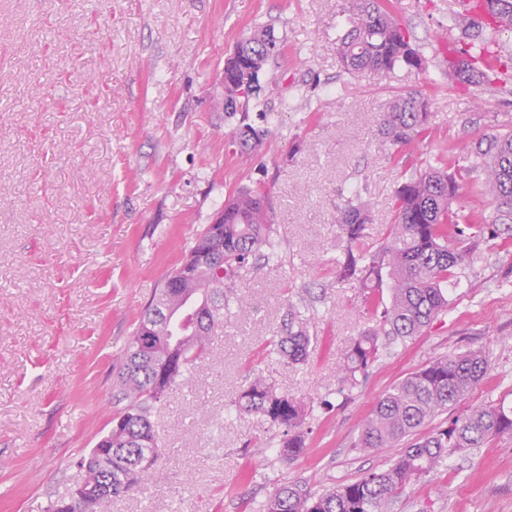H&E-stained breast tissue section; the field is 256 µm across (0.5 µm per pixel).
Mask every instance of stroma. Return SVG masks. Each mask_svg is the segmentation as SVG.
Segmentation results:
<instances>
[{
    "instance_id": "35a3bbf8",
    "label": "stroma",
    "mask_w": 512,
    "mask_h": 512,
    "mask_svg": "<svg viewBox=\"0 0 512 512\" xmlns=\"http://www.w3.org/2000/svg\"><path fill=\"white\" fill-rule=\"evenodd\" d=\"M453 0H398L418 69L349 74L337 48L345 0H0V512H41L83 478L78 459L107 432L126 341L161 276L239 187L265 192L282 262H257L208 355L151 416L165 454L143 490L102 512H256L276 486L313 491L397 456L356 449L392 384L466 350L489 374L444 420L512 402V250L479 244L447 314L382 353L366 382L338 392L349 340L370 321L357 281L336 277V208L357 189L377 249L393 197L424 159L470 166L474 142L512 130V79L482 103L448 78ZM282 47L265 75L269 134L251 166L225 120L224 60L254 24ZM429 102L430 133L403 149L379 132L391 97ZM317 340L306 363L266 352L289 305ZM314 400L298 460L272 449L282 429L233 402L253 374ZM250 479L241 480L242 471ZM388 512H512V438L452 454L410 482Z\"/></svg>"
}]
</instances>
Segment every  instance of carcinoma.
<instances>
[{"mask_svg": "<svg viewBox=\"0 0 512 512\" xmlns=\"http://www.w3.org/2000/svg\"><path fill=\"white\" fill-rule=\"evenodd\" d=\"M474 14L452 12L450 22L473 30L469 43L453 51L448 76L456 83L487 91L507 77L501 52H490L487 33L512 31V0H471ZM350 27L339 39L338 59L351 74L399 67L419 69L423 59L395 18V0H348ZM280 53L269 25L257 24L251 36L224 60V118L238 120L240 156L250 163L268 130L249 123L250 104L264 91L262 77ZM428 103L414 95L394 97L380 119L381 135L395 146H410L429 132ZM476 158H489L480 178L470 183L489 192L498 224L488 228L478 211L454 204L463 188L461 172L427 164L413 170L394 194L395 219L386 244L375 251L358 248L368 209L355 193L342 198L336 223L346 238L336 266L340 280L358 279L362 307L373 325L353 337L343 356L338 392L361 386L378 360L380 349L421 335L448 311V292L474 264L479 237L490 232L499 246L512 249V130L481 138L471 147ZM224 223L197 233L179 265L167 272L129 336L118 373L123 408L79 466L88 473L46 512H98L107 492L128 493L145 484L162 458L151 413L179 378L209 351L211 337L224 329V310L250 260L278 263L276 227L265 196L238 188L220 208ZM311 334L297 308L288 310L283 335L268 347L289 366L306 361ZM481 351L442 356L389 387L363 420L356 447L398 448L386 465L357 480L313 493L297 484L281 485L259 512H387L392 495L411 480L441 466L457 449L481 448L491 439L512 436V406L485 405L448 425L421 429L439 413L458 404L488 375ZM237 413H257L284 428L276 454L298 459L306 448L304 427L313 404L281 394L256 377L240 394Z\"/></svg>", "mask_w": 512, "mask_h": 512, "instance_id": "carcinoma-1", "label": "carcinoma"}]
</instances>
